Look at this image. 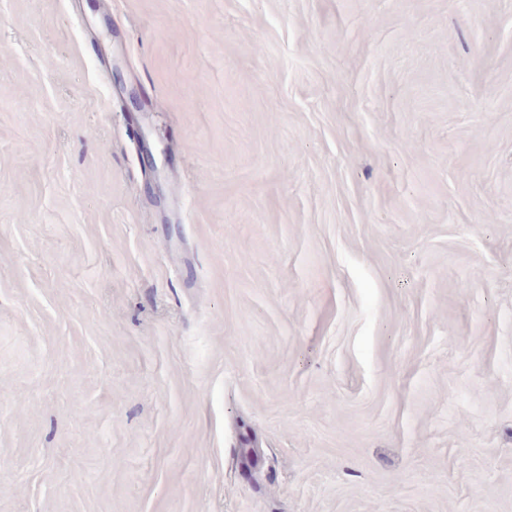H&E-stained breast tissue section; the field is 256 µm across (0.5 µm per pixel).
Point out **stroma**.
I'll list each match as a JSON object with an SVG mask.
<instances>
[{"mask_svg":"<svg viewBox=\"0 0 512 512\" xmlns=\"http://www.w3.org/2000/svg\"><path fill=\"white\" fill-rule=\"evenodd\" d=\"M0 512H512V0H0Z\"/></svg>","mask_w":512,"mask_h":512,"instance_id":"stroma-1","label":"stroma"}]
</instances>
